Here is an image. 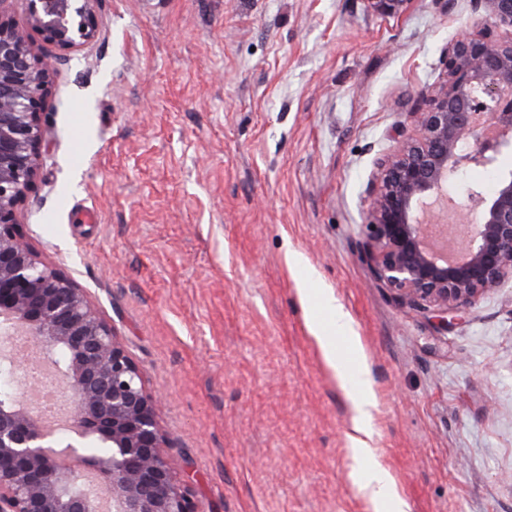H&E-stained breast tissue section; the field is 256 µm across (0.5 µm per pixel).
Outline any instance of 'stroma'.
<instances>
[{"mask_svg": "<svg viewBox=\"0 0 512 512\" xmlns=\"http://www.w3.org/2000/svg\"><path fill=\"white\" fill-rule=\"evenodd\" d=\"M480 17L473 0L394 17L365 0H100L103 36L60 67L26 231L161 394L198 512H373L304 286L348 315L372 462L404 512H512V281L444 330L362 254L376 162ZM510 169L465 165L454 192L492 196Z\"/></svg>", "mask_w": 512, "mask_h": 512, "instance_id": "1", "label": "stroma"}]
</instances>
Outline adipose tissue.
<instances>
[{
    "label": "adipose tissue",
    "mask_w": 512,
    "mask_h": 512,
    "mask_svg": "<svg viewBox=\"0 0 512 512\" xmlns=\"http://www.w3.org/2000/svg\"><path fill=\"white\" fill-rule=\"evenodd\" d=\"M301 295L304 303H319L334 321V329H327L322 323L314 322L310 325V331L319 346L325 363L351 401L354 411V426L357 432L356 439L352 441L353 452L358 459L369 460L372 451L367 448L362 435L367 431L375 404L365 387L363 362L357 355L348 358L342 356L336 345L337 336H346L350 333L347 316L337 305L335 298L327 293L305 288L302 289Z\"/></svg>",
    "instance_id": "adipose-tissue-1"
}]
</instances>
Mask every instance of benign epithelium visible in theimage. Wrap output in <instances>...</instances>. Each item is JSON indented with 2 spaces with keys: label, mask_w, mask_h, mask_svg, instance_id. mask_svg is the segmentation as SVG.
Listing matches in <instances>:
<instances>
[{
  "label": "benign epithelium",
  "mask_w": 512,
  "mask_h": 512,
  "mask_svg": "<svg viewBox=\"0 0 512 512\" xmlns=\"http://www.w3.org/2000/svg\"><path fill=\"white\" fill-rule=\"evenodd\" d=\"M99 0H0V362L19 358L10 340L22 331L66 379L69 428L49 432L14 378L0 398V512H96V473L112 512H196L175 481L158 420L159 397L91 302L85 289L44 262L27 240L25 205L42 166V115L53 77L69 57L99 39ZM376 15L410 0H366ZM483 17L448 42L445 80L418 92L425 108L409 113L411 130L377 162L366 188L363 254L374 280L394 300L431 315L441 328L464 318L483 296L512 280V172L501 175L467 225L459 256L438 252L419 212L451 196L461 162L496 168L512 153V0H475ZM18 9L20 27L4 18ZM56 49L49 54L28 30ZM480 139L475 150L468 140ZM110 448L93 457L91 441Z\"/></svg>",
  "instance_id": "1"
}]
</instances>
